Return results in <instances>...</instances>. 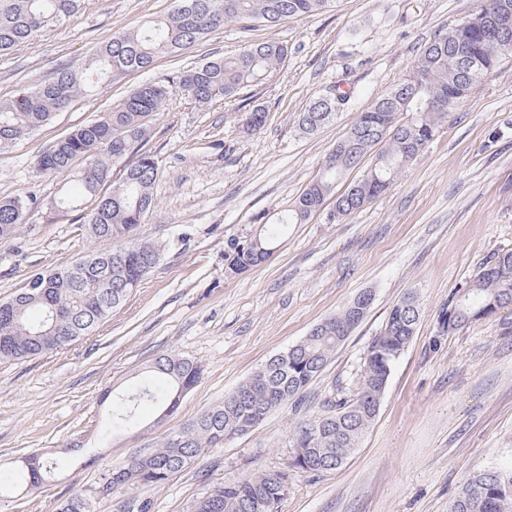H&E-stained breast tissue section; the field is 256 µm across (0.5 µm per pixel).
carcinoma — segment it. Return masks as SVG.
Here are the masks:
<instances>
[{
  "label": "carcinoma",
  "mask_w": 512,
  "mask_h": 512,
  "mask_svg": "<svg viewBox=\"0 0 512 512\" xmlns=\"http://www.w3.org/2000/svg\"><path fill=\"white\" fill-rule=\"evenodd\" d=\"M332 0H176L172 13L150 19L138 29L118 32L79 65L55 69L50 76L9 101H0V147L33 134L53 115L81 96L124 74L151 70L155 62L176 55L211 32L231 23L275 26L287 17L318 13ZM81 0H0V56L55 28L70 17ZM512 26V0H479L466 23L434 36L415 60L418 80L402 79L367 109L357 113L348 133L324 161L318 176L288 206L275 224L255 217L254 229L233 236L224 248V274L240 275L272 256L291 224H304L335 198L336 219L344 220L379 197L410 162L433 140L439 126L499 61L512 55V35L504 38L499 25ZM288 45L249 43L230 56L213 58L180 71L172 80L146 82L132 90L96 120L58 138L37 158L40 170L61 175L71 185L51 200V210L77 208L88 212L92 240L108 244L92 251L93 265L73 274V265L29 278L11 298L0 301V361H17L58 351L92 333L139 286L161 258V248L137 242L135 232L154 209L153 185L158 164L144 147L153 117L172 90L203 106L231 99L265 81L288 58ZM347 93L328 91L299 114L298 129L307 135L320 130L343 111ZM371 165L342 194L336 187L366 156ZM134 158L117 181L112 166ZM31 196L19 192L0 198V240L12 237L24 223ZM512 304V249L492 253L474 278L448 300L439 317L441 331L450 333L473 320L486 319ZM364 315L343 307L300 341L299 349L270 359L224 401L204 411L186 426L168 433L159 447L131 457L110 473L99 487L100 498L115 512H149L140 496L164 485L204 449L258 425L274 408L302 400L307 388L325 370L336 349ZM420 310L409 294L393 305L380 334L367 346L358 392L338 404L335 412L300 423L293 433L288 469L261 471L226 481L207 492L193 512H278L285 497L289 471L322 473L337 470L359 447L374 422L391 369L416 331ZM202 378V367L175 354H163L126 397L112 403L108 436L134 421L139 405L150 401L166 414ZM27 488L52 476L55 463L41 453L28 456ZM487 470L468 475L450 505V512H512V497L501 500L499 488L512 486V473L483 478ZM57 512H96L82 494L62 501Z\"/></svg>",
  "instance_id": "1"
}]
</instances>
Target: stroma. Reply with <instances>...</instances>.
<instances>
[{"label":"stroma","mask_w":512,"mask_h":512,"mask_svg":"<svg viewBox=\"0 0 512 512\" xmlns=\"http://www.w3.org/2000/svg\"><path fill=\"white\" fill-rule=\"evenodd\" d=\"M174 0H83L63 25L0 57V100L77 64L117 31L172 12ZM477 0H334L274 27L231 24L196 47L160 58L148 72L107 82L26 139L0 149V197H36L18 234L0 241V300L32 276L95 249L86 213L50 212L63 178L37 155L94 121L138 85L258 41L291 49L283 68L236 99L201 106L172 92L155 116L148 147L159 174L155 208L137 237L160 245L159 263L99 327L44 356L0 362V468L49 453L54 476L0 494V512H54L221 402L271 357L299 342L362 292L363 321L310 385L301 405L273 410L246 434L205 449L168 482L147 491L150 512H192L224 481L286 468L297 423L334 412L360 380L364 352L407 292L421 309L416 334L394 364L378 415L340 469L294 473L278 512H449L475 470L512 465V311L441 332L439 317L487 256L512 249V57L477 84L434 140L389 188L348 219L332 204L295 224L277 251L246 273H224L228 238L275 216L319 173L356 112L405 78L424 44L466 21ZM340 87L350 106L312 135L299 112ZM264 126L244 132L254 107ZM199 362L203 377L177 410L142 404L138 422L106 439L112 402L133 390L162 354Z\"/></svg>","instance_id":"stroma-1"}]
</instances>
